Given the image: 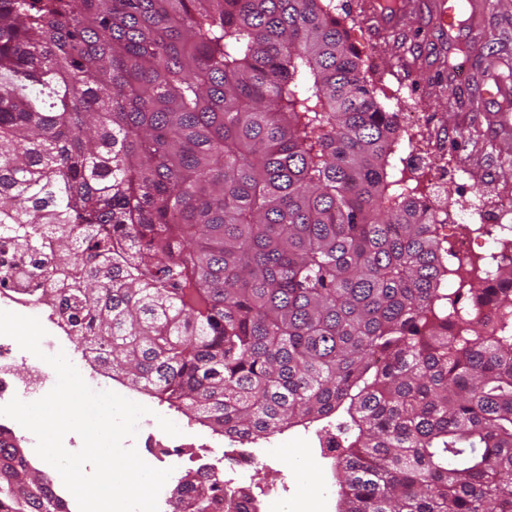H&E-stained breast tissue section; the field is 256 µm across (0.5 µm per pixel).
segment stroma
<instances>
[{"instance_id":"1","label":"stroma","mask_w":512,"mask_h":512,"mask_svg":"<svg viewBox=\"0 0 512 512\" xmlns=\"http://www.w3.org/2000/svg\"><path fill=\"white\" fill-rule=\"evenodd\" d=\"M334 3L376 99L397 111L409 101L423 112L428 139L418 147L446 156L454 178L449 200L512 198V180L502 178L512 164V134L496 132V108L486 96L493 80L512 85V0H469L452 40L429 25L434 0H407L405 19L393 33L372 27V0ZM461 61L469 73L457 81L452 68ZM318 429L297 425L263 440L272 461L261 482L318 496L326 512H336L339 486L331 459L321 453Z\"/></svg>"}]
</instances>
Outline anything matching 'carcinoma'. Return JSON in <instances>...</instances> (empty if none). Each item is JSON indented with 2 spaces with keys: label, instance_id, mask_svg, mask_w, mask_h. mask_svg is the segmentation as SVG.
Here are the masks:
<instances>
[{
  "label": "carcinoma",
  "instance_id": "cac0c4a2",
  "mask_svg": "<svg viewBox=\"0 0 512 512\" xmlns=\"http://www.w3.org/2000/svg\"><path fill=\"white\" fill-rule=\"evenodd\" d=\"M397 139L328 0H0V244L87 364L222 437L345 414L337 512H512V263L442 287ZM53 486L0 426V512Z\"/></svg>",
  "mask_w": 512,
  "mask_h": 512
}]
</instances>
